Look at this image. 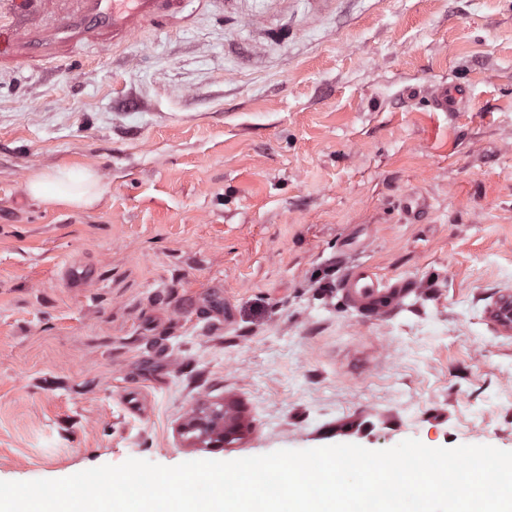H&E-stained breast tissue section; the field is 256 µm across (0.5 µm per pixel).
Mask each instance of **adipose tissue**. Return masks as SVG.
Returning a JSON list of instances; mask_svg holds the SVG:
<instances>
[{"instance_id": "ef3b65f1", "label": "adipose tissue", "mask_w": 512, "mask_h": 512, "mask_svg": "<svg viewBox=\"0 0 512 512\" xmlns=\"http://www.w3.org/2000/svg\"><path fill=\"white\" fill-rule=\"evenodd\" d=\"M26 192L39 202L89 209L99 202L103 189L90 169L57 167L32 172L26 181Z\"/></svg>"}]
</instances>
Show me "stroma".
Instances as JSON below:
<instances>
[{"label": "stroma", "instance_id": "1", "mask_svg": "<svg viewBox=\"0 0 512 512\" xmlns=\"http://www.w3.org/2000/svg\"><path fill=\"white\" fill-rule=\"evenodd\" d=\"M187 12L0 67V481L408 438L512 451V335L485 319L512 288V0ZM440 80L468 86L460 111L403 96ZM58 166L94 170L99 203L31 199ZM346 261L419 289L363 320ZM222 404L240 439L184 432Z\"/></svg>", "mask_w": 512, "mask_h": 512}]
</instances>
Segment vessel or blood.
Returning <instances> with one entry per match:
<instances>
[{
	"instance_id": "vessel-or-blood-1",
	"label": "vessel or blood",
	"mask_w": 512,
	"mask_h": 512,
	"mask_svg": "<svg viewBox=\"0 0 512 512\" xmlns=\"http://www.w3.org/2000/svg\"><path fill=\"white\" fill-rule=\"evenodd\" d=\"M31 0H0V64L15 67L52 60L85 47L107 53L145 30L175 28L187 0H70L62 13L37 27L23 20ZM436 112H457L469 96L461 84L440 81L423 91ZM338 288L353 308L375 320L391 315L412 293L414 281L386 277L367 263L348 266ZM494 329L512 332V291H501L486 311Z\"/></svg>"
}]
</instances>
